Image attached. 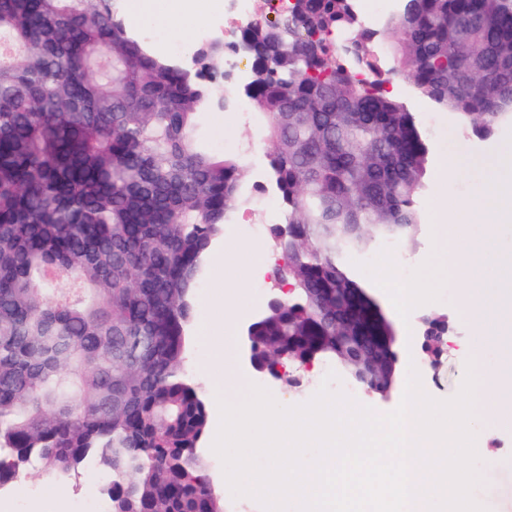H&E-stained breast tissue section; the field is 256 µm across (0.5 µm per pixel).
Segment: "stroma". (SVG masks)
I'll use <instances>...</instances> for the list:
<instances>
[{"label": "stroma", "mask_w": 512, "mask_h": 512, "mask_svg": "<svg viewBox=\"0 0 512 512\" xmlns=\"http://www.w3.org/2000/svg\"><path fill=\"white\" fill-rule=\"evenodd\" d=\"M393 92L403 99L426 132L431 157L446 152L460 153L463 164L449 173L446 192L449 197L470 194L483 182L494 180L499 172L494 164L506 148H512V124H503L493 135L480 137L460 129L454 116L437 109L433 103L416 95L407 78L392 77L389 83ZM238 98L234 108L203 114L196 130V137L215 151H228L243 158L247 167L267 164L270 145L258 139V118H246L244 111L249 102L241 83H234ZM433 185H426L419 207L426 217L415 245L404 247L405 255L415 259L413 278L427 281L434 288L438 299L435 303L414 308L407 328L399 329L395 349L399 356L400 369L415 366L423 389L432 392L436 399L449 400L455 397L467 374V361L457 350L470 334V326L457 305V286L448 277V257L442 252L444 243L439 236V226L431 207ZM233 246L242 247L243 262L248 277L245 288L249 294V311L236 321L238 333H245L247 326L263 310L276 286L272 278L274 268L283 261L282 255L270 243L268 225H261L256 233L239 232L236 224L224 227L223 235L215 247L225 250ZM433 315L445 316L449 324L448 345L438 368H431L422 350V330L425 318ZM240 385L234 396L243 399L249 396L251 386L266 389L282 406H297L308 402L318 391L329 371L336 368L327 358L316 360L310 368L298 370L299 386L286 387L253 371L244 362H237ZM487 429L480 440L477 453V471L481 482L473 497L487 512H512V429L498 426L494 417H487ZM201 453L213 481L216 494L224 500V512H261L259 503L248 496L233 497L224 478V469L218 455L210 448ZM25 485L23 495L0 494V512H74L84 501H92L103 495L104 486L96 484L88 470L49 482L38 470H30L21 478ZM56 485L65 493L64 503L53 502L49 485Z\"/></svg>", "instance_id": "35a3bbf8"}]
</instances>
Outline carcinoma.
Masks as SVG:
<instances>
[{
    "instance_id": "1",
    "label": "carcinoma",
    "mask_w": 512,
    "mask_h": 512,
    "mask_svg": "<svg viewBox=\"0 0 512 512\" xmlns=\"http://www.w3.org/2000/svg\"><path fill=\"white\" fill-rule=\"evenodd\" d=\"M390 55L355 0L250 19L244 86L266 124L292 288L256 321L273 359L328 336L351 251L411 243L428 149L389 75L490 136L512 123V0H399ZM222 71L156 55L119 0H0V487L87 458L110 512H224L199 453L208 405L183 362L211 247L247 171L201 150L200 114L236 104Z\"/></svg>"
}]
</instances>
